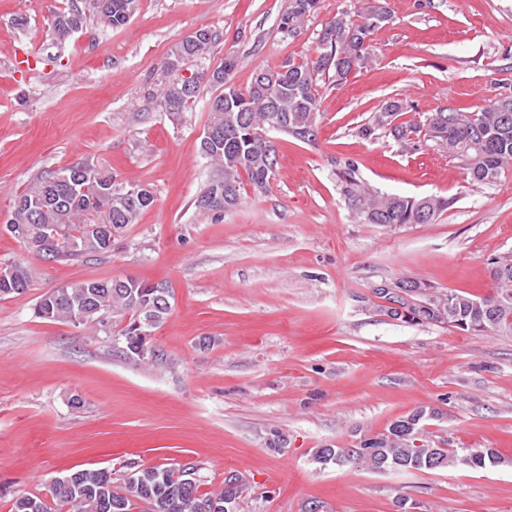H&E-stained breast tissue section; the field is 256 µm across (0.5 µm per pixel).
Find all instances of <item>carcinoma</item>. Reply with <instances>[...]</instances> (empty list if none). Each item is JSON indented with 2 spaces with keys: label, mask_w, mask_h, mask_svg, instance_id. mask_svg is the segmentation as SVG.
Here are the masks:
<instances>
[{
  "label": "carcinoma",
  "mask_w": 512,
  "mask_h": 512,
  "mask_svg": "<svg viewBox=\"0 0 512 512\" xmlns=\"http://www.w3.org/2000/svg\"><path fill=\"white\" fill-rule=\"evenodd\" d=\"M319 0H289L280 28L296 35L305 19L317 10ZM90 10L111 28L125 26L137 10L138 0H88ZM73 14H56L49 25L62 40L75 30ZM393 11L389 0H372L355 14L343 12L329 21L318 35L317 55L275 70H266V84L251 82L246 92L230 103L219 94L210 102L209 127H218V141L201 147L205 157L223 168V177L231 180L229 207L241 200L242 176H247L255 191L269 185L275 171L271 163L278 158L277 146L270 138L253 136V129L282 117L288 127L281 132L303 142L316 139L320 82L332 78L338 84L369 64L373 58L371 36L389 24ZM184 81L166 85L163 97L168 109L181 112L193 94L184 91ZM407 113L406 100L392 97L358 128L359 137L372 140L390 135L401 145L412 143L408 135L418 122H429L430 141L454 156L475 184L492 185L512 168V95L499 94L493 104L479 112H460L441 107L423 119L402 121ZM347 206L368 224H428L448 209V199L437 195L403 196L368 187L357 177L354 163H346L337 173ZM130 187L118 181L112 172L88 163L60 168L31 182L16 197L23 204L20 222L26 233H13L35 256L49 261H73L90 255H104L112 243L101 228L112 226L115 234L135 223L140 213L153 206L155 199L138 204L129 194ZM47 240L50 252L35 251L38 240ZM15 277L0 280V299L24 293L29 288L28 269L13 264ZM494 288L483 296L462 290L429 291V286L411 278L384 283L373 288L375 297L386 302L397 298L400 307L381 306L387 315L415 324L433 323L437 312L444 314L442 324L475 335H512V254L492 262ZM155 285L133 277L119 284L114 279L74 282L54 288L36 302V317L73 325L107 324L112 311L129 315L121 329L125 354L138 357L139 325L154 330L169 317L172 306L158 304ZM417 411L391 423L378 434L360 440L358 449L323 448L317 455L321 463L338 466L360 464L370 470L423 471L462 464L484 468L499 460L492 448L474 449L460 455L452 448L433 446L427 441ZM200 480L189 468L169 470L167 466L137 468L136 480L117 485L106 468L72 470L55 480L48 494L17 498L11 512H224L237 508L244 493L239 478L226 477L221 487L211 492L199 490Z\"/></svg>",
  "instance_id": "1"
}]
</instances>
